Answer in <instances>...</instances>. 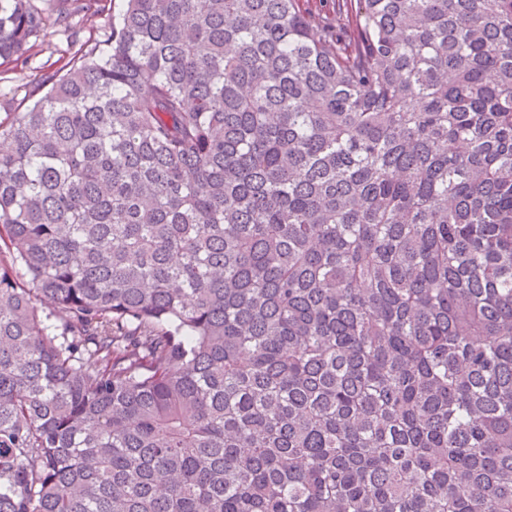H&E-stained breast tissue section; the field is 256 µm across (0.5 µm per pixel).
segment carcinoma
Instances as JSON below:
<instances>
[{"label": "carcinoma", "instance_id": "carcinoma-1", "mask_svg": "<svg viewBox=\"0 0 512 512\" xmlns=\"http://www.w3.org/2000/svg\"><path fill=\"white\" fill-rule=\"evenodd\" d=\"M73 13L0 0V61ZM65 54L0 119V512H512V0Z\"/></svg>", "mask_w": 512, "mask_h": 512}]
</instances>
